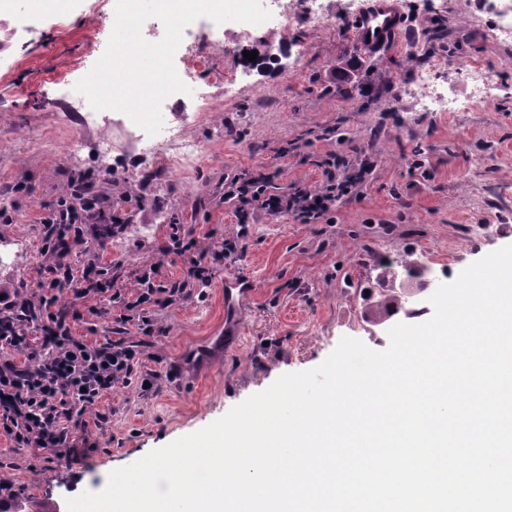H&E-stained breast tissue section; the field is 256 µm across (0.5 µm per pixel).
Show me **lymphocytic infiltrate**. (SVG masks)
I'll list each match as a JSON object with an SVG mask.
<instances>
[{
	"label": "lymphocytic infiltrate",
	"mask_w": 512,
	"mask_h": 512,
	"mask_svg": "<svg viewBox=\"0 0 512 512\" xmlns=\"http://www.w3.org/2000/svg\"><path fill=\"white\" fill-rule=\"evenodd\" d=\"M317 190L296 189L277 193L268 177L259 174L234 178L224 187V197L236 201V214L293 212L304 219H318L351 193L356 182L337 179L326 172ZM73 239L58 236L52 246L59 261L51 266L47 289L38 301L10 303L0 308V434L18 447L48 451L51 458L69 453L67 433L61 422L74 408L94 406L117 383L130 380L140 352L135 345L115 341L90 345L75 339L60 313L53 307L61 292L73 281L64 258ZM160 265L144 273L136 300L124 303L119 321L138 333L151 327L146 305L168 307L184 296V283L157 284ZM38 326L42 342H27L22 328Z\"/></svg>",
	"instance_id": "lymphocytic-infiltrate-1"
}]
</instances>
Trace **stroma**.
I'll return each instance as SVG.
<instances>
[{"instance_id": "35a3bbf8", "label": "stroma", "mask_w": 512, "mask_h": 512, "mask_svg": "<svg viewBox=\"0 0 512 512\" xmlns=\"http://www.w3.org/2000/svg\"><path fill=\"white\" fill-rule=\"evenodd\" d=\"M326 2L292 0L296 27L287 43L268 24L232 23V36L195 70L207 103L183 94L166 109L171 123L207 145L199 167L173 178L163 172L166 146L144 170L122 113L104 109L97 123H85L60 84L59 65H70L77 81L104 53L115 0H70L62 12L14 0L0 11V207L8 216L0 221V291L12 301L37 293L52 261L44 219L73 178L98 179L96 143L107 126L126 175L101 182L97 217L79 225L83 243L69 257L77 276L93 263L104 268L105 291L73 296L65 322L86 343L122 340L143 350L131 383L67 421L74 454L49 461L0 434L6 496L65 506L281 375L317 367L342 338L385 349L388 334L368 315L380 288L379 258L431 272L444 267L453 279L512 244V44L482 38L491 15L472 0H403L394 39L363 53L352 25L368 0H334L342 25L310 23ZM248 51L255 60L245 59ZM432 55L448 59L440 85L462 100L469 88L457 65L483 64L495 100L464 112L419 111L414 70ZM356 60L357 82L341 81V68ZM224 73L239 77L229 94L215 81ZM366 152L372 173L326 219L261 214L242 224L234 202L223 199L225 179L237 174L267 173L284 192L316 188L329 158ZM475 224L490 225V233L471 238ZM175 232L207 251L208 280L189 277L185 262L167 254ZM155 262L165 281L186 282L185 298L155 308L152 335L124 333L112 296L135 300L142 272ZM228 277L253 287L230 320ZM212 336L223 337V355L186 366L187 351Z\"/></svg>"}]
</instances>
